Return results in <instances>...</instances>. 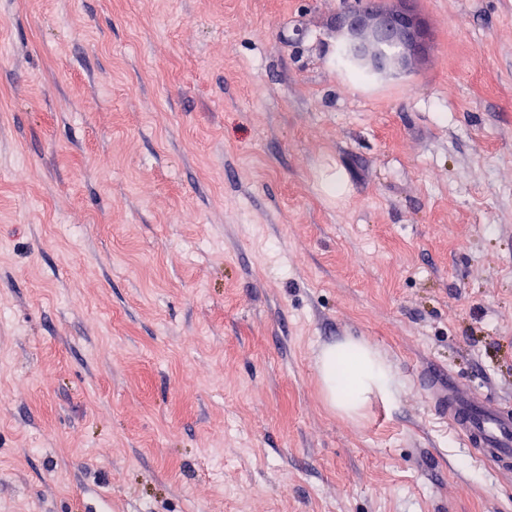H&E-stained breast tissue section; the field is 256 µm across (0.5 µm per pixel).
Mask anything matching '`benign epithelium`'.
Listing matches in <instances>:
<instances>
[{
    "mask_svg": "<svg viewBox=\"0 0 512 512\" xmlns=\"http://www.w3.org/2000/svg\"><path fill=\"white\" fill-rule=\"evenodd\" d=\"M398 0H359L340 16L342 47L355 60L378 74L406 72L427 50V32L418 13Z\"/></svg>",
    "mask_w": 512,
    "mask_h": 512,
    "instance_id": "7a95c632",
    "label": "benign epithelium"
}]
</instances>
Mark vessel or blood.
Instances as JSON below:
<instances>
[{
	"mask_svg": "<svg viewBox=\"0 0 512 512\" xmlns=\"http://www.w3.org/2000/svg\"><path fill=\"white\" fill-rule=\"evenodd\" d=\"M419 384L432 393L453 432L482 449L499 471L512 472V406L477 396L453 374L433 367L421 372Z\"/></svg>",
	"mask_w": 512,
	"mask_h": 512,
	"instance_id": "obj_1",
	"label": "vessel or blood"
}]
</instances>
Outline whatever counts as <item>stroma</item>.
<instances>
[{
  "label": "stroma",
  "instance_id": "stroma-1",
  "mask_svg": "<svg viewBox=\"0 0 512 512\" xmlns=\"http://www.w3.org/2000/svg\"><path fill=\"white\" fill-rule=\"evenodd\" d=\"M344 7L0 0V512H512L418 385L512 404V0L371 81ZM317 373L327 406L353 421L361 420L374 400H395L402 386L385 355L363 338L353 336L322 349Z\"/></svg>",
  "mask_w": 512,
  "mask_h": 512
}]
</instances>
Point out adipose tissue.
<instances>
[{
    "label": "adipose tissue",
    "mask_w": 512,
    "mask_h": 512,
    "mask_svg": "<svg viewBox=\"0 0 512 512\" xmlns=\"http://www.w3.org/2000/svg\"><path fill=\"white\" fill-rule=\"evenodd\" d=\"M317 373L327 406L353 421L361 420L374 400H395L402 386L385 355L353 336L322 349Z\"/></svg>",
    "instance_id": "1"
}]
</instances>
